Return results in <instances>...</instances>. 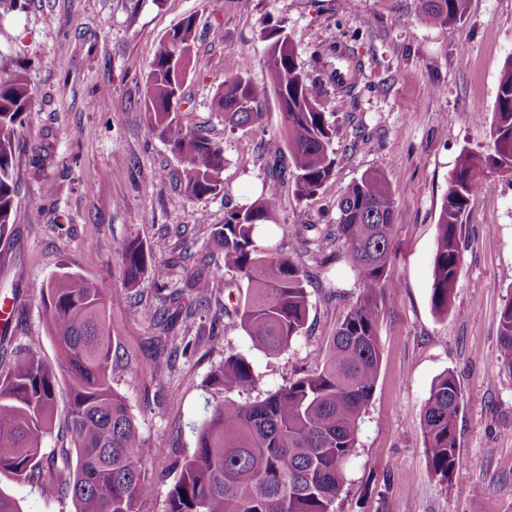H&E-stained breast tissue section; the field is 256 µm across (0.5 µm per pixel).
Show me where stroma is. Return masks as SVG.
Segmentation results:
<instances>
[{
    "label": "stroma",
    "mask_w": 512,
    "mask_h": 512,
    "mask_svg": "<svg viewBox=\"0 0 512 512\" xmlns=\"http://www.w3.org/2000/svg\"><path fill=\"white\" fill-rule=\"evenodd\" d=\"M196 16L198 60L184 82V121L224 146V190L206 205L182 190L184 161L149 134L143 98L149 64L163 35ZM283 27L298 65L323 76L320 110L350 131L337 138L330 179L305 200L292 183L271 185L285 233L335 223L337 204L362 174L381 171L394 193L398 286L380 301L382 364L363 415L359 446L346 465L336 512H512V375L498 364L501 306L512 299V175L486 170L463 227L454 302L431 305L438 216L458 155L488 152L501 73L512 62V0H468L464 19L428 24L419 0H0V75L24 64L36 91L20 135L17 195L0 238V306L12 311L0 354L20 346L55 362L41 288L61 267L120 294L118 243L166 238L154 257L170 267V288L195 274V254L211 250L224 213L252 204L268 183L266 161L284 150L274 98L258 105L260 124L230 128L214 105L225 78L246 71L268 83L260 31ZM341 42L362 60L354 94L339 93L329 58L314 49ZM54 162L29 163L33 147ZM269 184V183H268ZM206 208L208 223L198 221ZM310 311L302 336L269 356L252 348L232 310L245 284L210 265L212 293L195 315L176 316L169 332L152 318L159 301L108 308L120 360L112 386L126 400L155 485L137 512H166L167 494L196 445L194 427L225 393L208 383L228 351L244 355L259 377L252 398L318 370L347 309L362 288L349 264L325 250L302 257ZM218 327L219 340L209 338ZM457 378L464 404L457 421L459 459L453 491L429 470L421 412L436 376ZM0 491L22 512H75L71 500L42 497L0 474Z\"/></svg>",
    "instance_id": "obj_1"
}]
</instances>
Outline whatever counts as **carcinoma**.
Listing matches in <instances>:
<instances>
[{
    "label": "carcinoma",
    "instance_id": "obj_1",
    "mask_svg": "<svg viewBox=\"0 0 512 512\" xmlns=\"http://www.w3.org/2000/svg\"><path fill=\"white\" fill-rule=\"evenodd\" d=\"M424 17L448 26L464 18L467 0H419ZM270 81L256 85L239 73L215 94L224 122L235 128L260 123L256 105L274 96L283 117L288 155L267 163L268 177L293 179L306 199L331 177L332 145L341 129L319 109L323 80L299 69L288 35L265 28ZM195 18L188 16L165 34L146 76L144 112L149 133L166 142L185 162L183 190L205 202L224 190V147L184 126L182 87L193 64ZM35 91L19 65L0 77V238L14 211V170L19 134L33 112ZM493 150L462 149L438 217L431 303L438 314L452 306L464 247L463 218L487 169L512 172V63L503 72L495 100ZM277 199L268 193L245 208H234L215 225L211 241L224 269L245 283L236 308L252 346L278 355L300 336L309 316L308 274L297 251L279 237ZM267 245L256 244V234ZM393 193L384 175L364 173L338 205L333 229L321 242H340L363 292L341 321L320 370L288 381L262 400H225L197 428L196 447L167 495V512H335L347 481L345 464L358 448L359 424L378 379L382 355L378 338L379 299L396 287L389 268L394 254ZM166 242L129 238L117 246L126 293L112 303L143 296L146 278L162 282L168 268L152 263ZM203 305L209 280L186 284ZM44 315L58 357L51 365L28 348L12 361L0 360V473L39 492L72 498L75 512H137L154 493L139 454L141 437L123 398L109 382L115 363L106 323V298L96 284L68 271L41 289ZM500 368L512 374V299L499 312ZM69 376L67 432L71 448L47 454L42 439L53 434L59 375ZM258 377L239 353L224 357L211 385L247 394ZM463 393L455 376L442 373L425 400L421 423L430 470L452 491L457 471V419Z\"/></svg>",
    "mask_w": 512,
    "mask_h": 512
}]
</instances>
